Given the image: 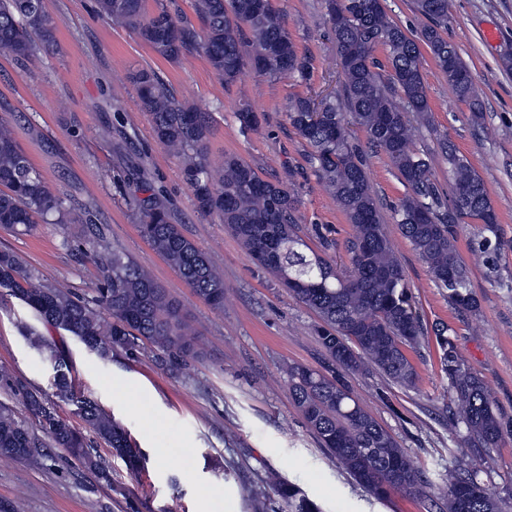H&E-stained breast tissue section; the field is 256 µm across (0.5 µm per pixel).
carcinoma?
<instances>
[{
  "mask_svg": "<svg viewBox=\"0 0 512 512\" xmlns=\"http://www.w3.org/2000/svg\"><path fill=\"white\" fill-rule=\"evenodd\" d=\"M342 74L341 93L320 100L308 94L288 99L287 116L295 133L311 148L309 164L336 199L352 233L346 240L349 268L342 270L326 252L313 250L302 235L297 200L283 186L262 178L234 154L215 168L209 161L207 113L178 99L153 70L130 74L144 111L152 116L160 144L181 161L193 190L196 209L216 217L255 262L312 309L321 321L318 341L331 365L324 374L303 365L288 366V382L307 426L336 461L377 498L392 491L429 500L431 481L397 441L360 403L345 380L374 368L392 383L412 387L417 371L409 351L419 348L428 329L409 296L403 268L386 231V220L372 193L355 131L388 158L407 193L391 218L435 283L447 290L456 308L478 309L457 241L459 220L484 224L471 248L496 253L497 217L484 181L445 135L436 137L448 162L451 195L445 200L432 174V158L416 148L415 132L430 127L431 106L423 77L426 47L474 124L483 118L477 79L457 47L443 36L448 29V0H414L425 23L418 37L391 19L380 0H324ZM149 12L145 0H96L97 13L136 34L158 57L178 61L199 47L225 85L251 63L263 75L305 78L310 59L296 44L271 0H194L204 26L203 38L185 25L163 0ZM56 45L55 22L45 0H0V51L20 65L41 49ZM386 52V63L374 53ZM72 224L63 202L48 187L18 144L9 125L0 122V226L32 231L36 224ZM141 236L173 267L194 294L224 307V277L210 257L171 222L155 203L144 209ZM100 234L84 240L78 252L95 261L101 276L97 295L81 300L37 283L33 269L13 253L0 251V288L28 306L51 327L77 337L102 358L148 349L161 362L178 368L198 358L200 349L185 337L180 306L131 256L100 251ZM111 322L104 325V317ZM441 369L448 377L450 413L477 447L467 469H448V512H500L498 500L481 484L480 461L502 438V422L483 379L459 358L444 324L433 328ZM358 345L344 361L339 351ZM40 348L56 366L54 388L61 399L73 397V383L63 352L45 341ZM5 385L22 398L41 434L0 404V454L44 466L53 460L47 448H65L104 479L110 474L83 432L62 418L54 404L20 381ZM85 427L93 431L134 474L143 468L139 449L125 428L94 401L79 405ZM280 495L291 512H320L315 502L292 484Z\"/></svg>",
  "mask_w": 512,
  "mask_h": 512,
  "instance_id": "1",
  "label": "carcinoma"
}]
</instances>
